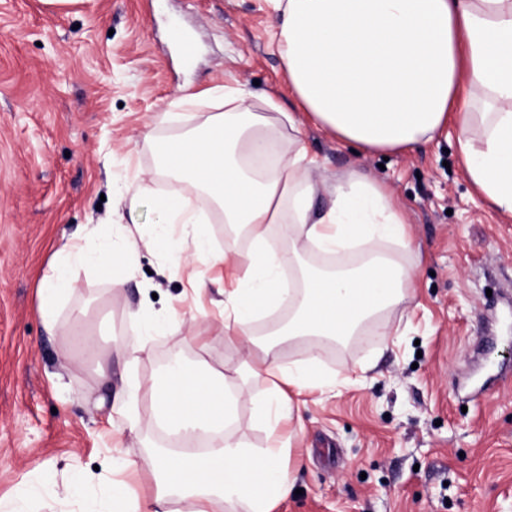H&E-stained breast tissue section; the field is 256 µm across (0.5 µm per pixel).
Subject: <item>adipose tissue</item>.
<instances>
[{
  "label": "adipose tissue",
  "mask_w": 512,
  "mask_h": 512,
  "mask_svg": "<svg viewBox=\"0 0 512 512\" xmlns=\"http://www.w3.org/2000/svg\"><path fill=\"white\" fill-rule=\"evenodd\" d=\"M273 2L282 14L276 36L288 90L317 127L369 154L394 152L440 136L451 109L464 105L457 142L467 176L490 206L512 214V0ZM250 99L242 88L225 87L223 113L177 142L159 144L158 155L167 178L192 184L223 212L230 239L245 235L255 245L248 252L216 251L203 235L193 236L196 259L226 270L219 289L222 331L247 353L236 372L273 379L266 412L274 425L289 412L291 393L327 382L312 366L283 368L268 346L254 358L257 315L284 304L288 319L279 335L343 340L402 300L415 269L381 244L393 240L408 251L414 239L392 192L363 173L336 178L330 206L315 211L318 188L310 172L318 161L297 119L274 97H265L259 111ZM275 224L286 225L292 241L326 253L365 242L369 256L345 272L302 271L298 286H284L281 272L295 266L297 253L266 248ZM139 248L130 233L92 254L80 240L66 243L40 282L39 312L46 325L59 324L72 262L90 261L107 272L116 257L133 259ZM181 321L180 313L168 311L135 341L114 345L100 357L99 376L111 379L113 358L139 361L152 336ZM147 398L152 425L186 442L218 434L234 419L236 398L226 392L223 373L200 361L173 358L148 389L133 373L122 374L114 404L126 417L125 431H138ZM281 454L278 448L225 441L205 453H157L153 492L142 495L126 482H113L100 512H171L176 498L191 499L192 512H215L219 505L225 512L241 505L247 512H270L293 487Z\"/></svg>",
  "instance_id": "adipose-tissue-1"
}]
</instances>
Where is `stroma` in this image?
I'll return each mask as SVG.
<instances>
[{
    "mask_svg": "<svg viewBox=\"0 0 512 512\" xmlns=\"http://www.w3.org/2000/svg\"><path fill=\"white\" fill-rule=\"evenodd\" d=\"M270 0H0V504L12 512H96L111 485V414L92 377L95 345L176 308L182 325L154 337L138 372L151 386L173 355L205 360L238 398L225 432L247 448L285 447L295 492L274 512H512V330L494 297L512 290V216L485 205L456 136L416 149L366 154L298 114L316 184L355 169L385 183L405 211L413 251L387 253L414 266L404 299L366 344L312 346L267 337L287 306L260 317V342L280 365L316 359L325 376L348 377L325 394L293 396L269 429L270 383L243 380L240 353L217 338L200 345L194 325L220 327L216 285L195 296L200 263L192 229L162 223L157 201L188 183L155 179V141L174 142L220 112L215 91L293 99L273 46ZM194 104H181L183 94ZM144 187L136 207L120 198ZM131 231L145 247L135 272L72 269L60 322L84 308L90 331L63 340L39 313L43 274L68 240ZM122 287H113V280ZM494 335L492 353L478 351Z\"/></svg>",
    "mask_w": 512,
    "mask_h": 512,
    "instance_id": "obj_1",
    "label": "stroma"
}]
</instances>
